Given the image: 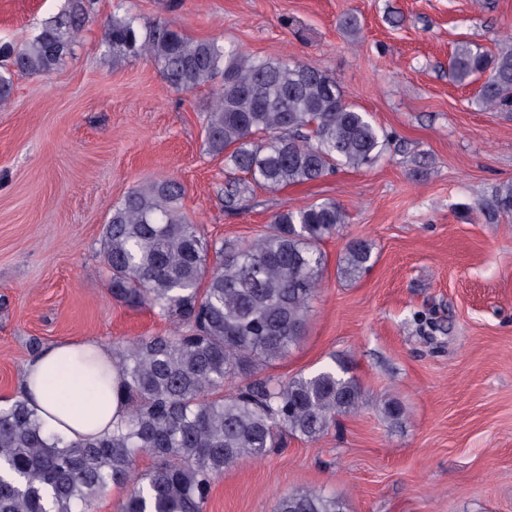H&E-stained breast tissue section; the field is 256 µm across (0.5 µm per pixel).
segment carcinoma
I'll return each instance as SVG.
<instances>
[{"label":"carcinoma","mask_w":512,"mask_h":512,"mask_svg":"<svg viewBox=\"0 0 512 512\" xmlns=\"http://www.w3.org/2000/svg\"><path fill=\"white\" fill-rule=\"evenodd\" d=\"M88 21L86 0L44 21L20 46L0 44V105L17 75L54 70ZM103 45L116 61L147 56L166 82L193 91L220 80L207 110L204 143L224 155L231 181L224 208L238 210L251 184L318 181L339 168L375 163L388 139L347 102L336 82L307 63L260 59L234 43L194 40L168 22L125 11L107 20ZM452 80H482L472 105L512 110V40L495 54L458 43ZM174 180L130 191L102 232L112 297L172 320L167 336L112 348L115 389L126 408L112 433L68 440L45 429L23 395L0 403V512H90L112 487L127 489L121 512H205L213 483L243 459H261L283 438L316 440L336 418L357 413L362 390L342 365L288 379L261 372L306 335L323 285L320 245L346 221L327 200L276 215L245 243L212 241L182 208ZM478 208L489 224L512 216V183L491 189ZM372 247L349 242L340 278L368 267ZM155 463L144 478L138 458ZM273 512H346L345 501L314 489L281 495Z\"/></svg>","instance_id":"carcinoma-1"}]
</instances>
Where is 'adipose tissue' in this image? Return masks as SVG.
I'll use <instances>...</instances> for the list:
<instances>
[{
    "instance_id": "obj_1",
    "label": "adipose tissue",
    "mask_w": 512,
    "mask_h": 512,
    "mask_svg": "<svg viewBox=\"0 0 512 512\" xmlns=\"http://www.w3.org/2000/svg\"><path fill=\"white\" fill-rule=\"evenodd\" d=\"M111 366L112 351L102 342L58 343L25 365L21 387L51 429L71 440L97 436L110 432L125 412L115 389L104 387L98 376Z\"/></svg>"
}]
</instances>
